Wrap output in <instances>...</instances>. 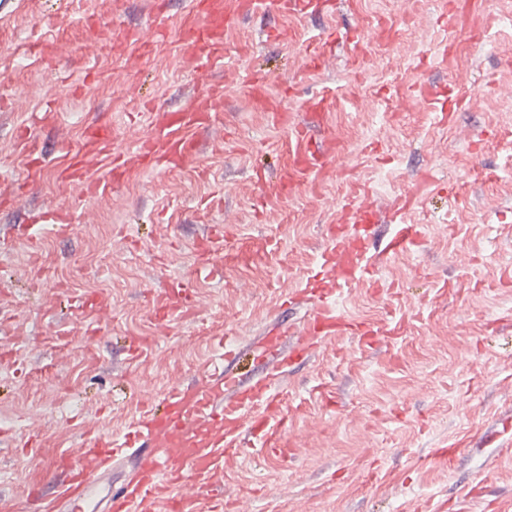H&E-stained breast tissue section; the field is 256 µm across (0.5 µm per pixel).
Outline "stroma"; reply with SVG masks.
<instances>
[{"label": "stroma", "instance_id": "1", "mask_svg": "<svg viewBox=\"0 0 512 512\" xmlns=\"http://www.w3.org/2000/svg\"><path fill=\"white\" fill-rule=\"evenodd\" d=\"M99 3L0 0V194L24 172L17 127H30L47 154L39 187L0 208V512H34V473L57 480V453H80L87 432L126 433L139 401L199 380L224 337H258L275 315L300 322L307 304L281 310L278 299L309 293L352 182L367 184L383 208L407 191L422 194L407 218L420 243L336 298L348 317L401 319L406 333L372 348L339 336L289 370L280 388L291 448L282 457L245 449L224 473L226 512H399L409 503L458 512L460 486L482 478L487 491L472 512H512V458L487 443L512 423V280L501 276L512 267V0H456L469 29L444 58L431 53L446 35L436 0H347L333 17L310 10L237 23L225 36L223 112L199 131L200 156L89 199L56 173L65 154L83 150L86 127L111 122L125 148L146 134L145 108L177 110L201 90L176 41L140 61L107 51L113 27L145 22L149 0H128L114 16ZM85 12L98 14L96 27L79 25ZM383 18L398 21L400 36L361 68L338 49L305 72L321 29L339 20L371 33ZM269 27L294 38L263 42ZM62 28L67 50L46 70L39 58L52 54ZM425 56L429 67H419ZM253 69L268 74L270 93L292 113L298 97L335 85L339 98L314 127L337 144L335 175L316 191L268 200L253 182L256 167L277 173L275 148L288 133L250 100L240 76ZM288 82L297 97L283 96ZM397 82L433 85L446 98V123L418 105L395 110ZM48 105L55 125L35 123ZM57 208L77 217L65 234L44 233L34 249L5 240L10 225ZM210 224L277 237V265L192 278ZM176 282L194 289L195 313L156 327L150 312ZM88 296L110 308L91 323L70 306ZM61 321L70 332L62 351L53 335ZM132 337L151 345L134 363L125 353ZM454 441L463 449L448 471L434 451Z\"/></svg>", "mask_w": 512, "mask_h": 512}]
</instances>
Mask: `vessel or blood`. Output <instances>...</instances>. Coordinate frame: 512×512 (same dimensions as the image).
<instances>
[{
    "instance_id": "vessel-or-blood-1",
    "label": "vessel or blood",
    "mask_w": 512,
    "mask_h": 512,
    "mask_svg": "<svg viewBox=\"0 0 512 512\" xmlns=\"http://www.w3.org/2000/svg\"><path fill=\"white\" fill-rule=\"evenodd\" d=\"M300 0H187L177 30H170L166 0H153L144 26L115 28L107 48L111 52L133 51L150 56L155 47L176 35L181 55L192 65L203 90L185 109H148L145 118L149 132L134 147H116L111 124H95L86 129L89 149L70 155L58 169L59 181L75 187L90 198L111 192L124 184L133 172H169L184 168L200 153L197 132L212 126L224 100V85L214 79L223 71L227 56L224 34L245 16L271 11L295 12ZM344 40L349 63L359 67L370 44L358 34L342 39L336 30L320 34L310 44V67H318L337 40ZM244 81L249 94L273 125L287 128L279 146L281 173L276 181L256 178L265 193L288 198L300 190L315 189L316 182L333 174L335 143L315 141L308 132L307 118L323 116L335 102L333 88L304 98L299 114L288 113L279 100L266 93V76L248 73ZM18 142L28 157L24 178L15 192L0 195V204L16 202L20 194L38 185L44 175L46 158L36 139L20 129ZM368 188L351 184L342 200L341 216L328 229L320 270L334 289H341L369 275L368 253L376 242L378 213L369 201ZM72 213H41L36 223L11 227L8 238L37 244L42 226L69 227ZM420 241L414 225L403 224L392 235L383 251L391 256L407 251ZM199 267L217 262L233 263L245 257L261 262L279 250L275 237L263 240L241 233L234 226H209L200 242ZM191 294L156 304L152 319L163 325L192 309ZM403 321L376 324L348 318L336 308L333 293L319 296L303 323L275 324L256 346L238 341L228 343L222 363L207 371L193 386L170 387L164 397V410H143L121 437L102 435L88 439L81 456L63 453L57 458L66 470V483L59 485L52 499H44L43 476H36L30 487L34 500L45 501L46 512H224L220 488L224 468L245 448L257 445L269 454L283 447L285 420L280 399L274 391L288 368L303 363L312 350L339 336H351L365 346L403 335ZM253 355L254 371L239 374L237 367L246 355ZM123 469L127 479L113 486L112 474Z\"/></svg>"
}]
</instances>
